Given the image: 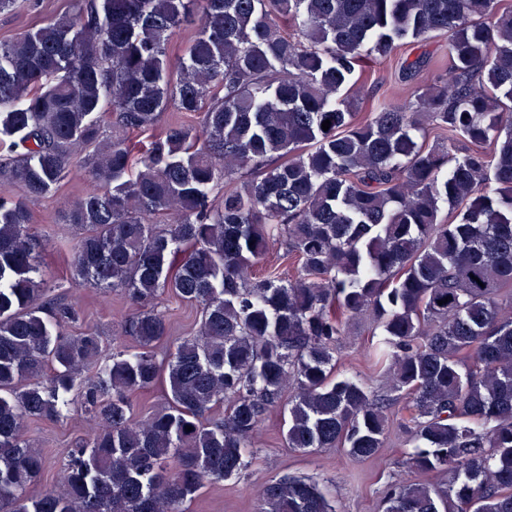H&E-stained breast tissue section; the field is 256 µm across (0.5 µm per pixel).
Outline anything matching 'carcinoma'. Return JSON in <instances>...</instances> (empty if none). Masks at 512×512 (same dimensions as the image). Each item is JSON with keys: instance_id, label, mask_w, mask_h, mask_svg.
Wrapping results in <instances>:
<instances>
[{"instance_id": "obj_1", "label": "carcinoma", "mask_w": 512, "mask_h": 512, "mask_svg": "<svg viewBox=\"0 0 512 512\" xmlns=\"http://www.w3.org/2000/svg\"><path fill=\"white\" fill-rule=\"evenodd\" d=\"M499 2L83 0L0 41V173L24 193L0 197V512H186L248 469L270 413L287 447L364 461L402 399L404 472L448 486L403 478L384 512H512V6ZM195 20L175 63L171 36ZM433 34L448 67L409 100L361 114L336 99L365 56ZM169 109L197 124L135 154L129 135ZM83 149L92 189L65 214L74 282L143 306L120 327L133 349L113 345L92 379L102 336L58 330L78 312L36 280L46 240L26 203ZM275 245L292 274L255 277ZM168 291L201 316L161 357ZM351 320L374 328L380 394L335 373ZM162 378L166 406L136 419L133 395ZM77 401L103 428L30 498L45 459L23 424ZM260 500L339 512L312 477L284 474Z\"/></svg>"}]
</instances>
